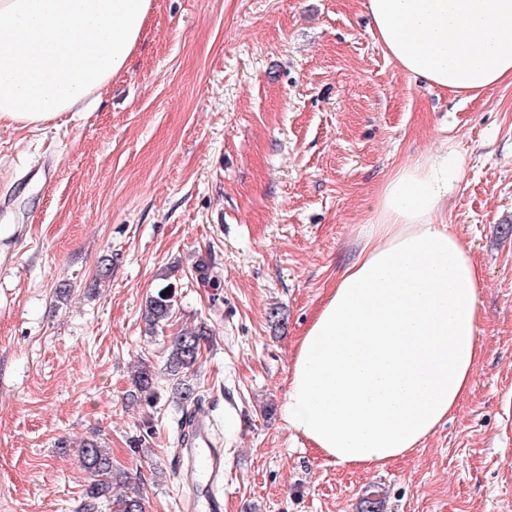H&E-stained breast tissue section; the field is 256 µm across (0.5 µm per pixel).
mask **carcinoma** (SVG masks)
<instances>
[{"label":"carcinoma","instance_id":"obj_1","mask_svg":"<svg viewBox=\"0 0 512 512\" xmlns=\"http://www.w3.org/2000/svg\"><path fill=\"white\" fill-rule=\"evenodd\" d=\"M177 304L176 290L172 283L160 284L156 291L145 302V320L149 329L153 330L166 324L173 316ZM207 328L203 325L181 330L173 337L169 345L166 360L168 374L175 377L172 398L181 406L184 419L181 423V436H186V430L192 424L196 408L202 401L199 391L185 380L189 370L193 369L199 360L201 349L207 342ZM133 390L129 391V399L147 405L157 398L154 373L150 366L141 365L132 378ZM81 459L85 469L94 476L85 489L79 512H98L102 502L112 503L113 512H145L144 498L138 491L132 494H122L112 497L113 480L118 473L112 468V458L109 452L101 448L95 440H86L81 449Z\"/></svg>","mask_w":512,"mask_h":512}]
</instances>
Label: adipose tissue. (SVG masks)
Here are the masks:
<instances>
[{
    "mask_svg": "<svg viewBox=\"0 0 512 512\" xmlns=\"http://www.w3.org/2000/svg\"><path fill=\"white\" fill-rule=\"evenodd\" d=\"M153 0H0V121L38 126L97 102L126 66ZM401 69L474 97L512 82V0H364ZM465 160L448 148L384 182L354 259L303 335L288 425L327 458L382 466L467 393L480 356L482 271L449 232Z\"/></svg>",
    "mask_w": 512,
    "mask_h": 512,
    "instance_id": "ef3b65f1",
    "label": "adipose tissue"
}]
</instances>
